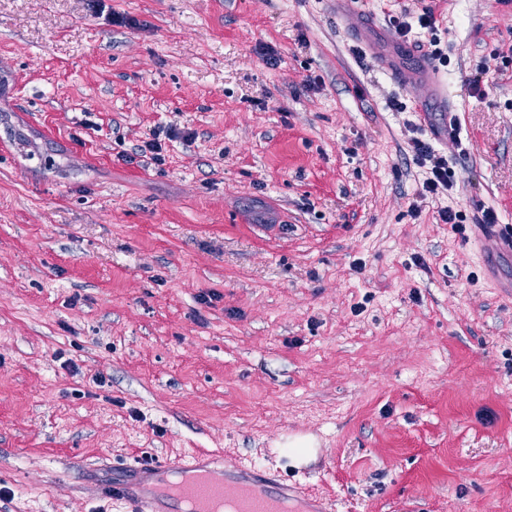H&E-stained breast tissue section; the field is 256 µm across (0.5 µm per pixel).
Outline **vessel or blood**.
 <instances>
[{
	"mask_svg": "<svg viewBox=\"0 0 512 512\" xmlns=\"http://www.w3.org/2000/svg\"><path fill=\"white\" fill-rule=\"evenodd\" d=\"M439 72L432 57H421L418 76L432 86L437 104L444 110L448 89ZM120 469L124 477L112 484V499L129 505L132 512H185L189 501L198 512H208L211 504L226 494L236 499L238 512H285L292 500L311 503L313 512H326L324 504L302 485L288 484L249 462H225L220 455L155 457L146 464H121Z\"/></svg>",
	"mask_w": 512,
	"mask_h": 512,
	"instance_id": "b4317fda",
	"label": "vessel or blood"
}]
</instances>
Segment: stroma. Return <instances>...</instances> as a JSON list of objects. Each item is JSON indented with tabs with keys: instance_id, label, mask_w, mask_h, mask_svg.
I'll list each match as a JSON object with an SVG mask.
<instances>
[{
	"instance_id": "stroma-1",
	"label": "stroma",
	"mask_w": 512,
	"mask_h": 512,
	"mask_svg": "<svg viewBox=\"0 0 512 512\" xmlns=\"http://www.w3.org/2000/svg\"><path fill=\"white\" fill-rule=\"evenodd\" d=\"M426 6L456 143L378 64ZM450 206L512 225V0H0V512H128L108 462L192 453L512 512V251ZM412 149L417 161L428 166L430 176L422 183L420 197L428 194H436L440 190H447L448 184V160L437 153L431 142L414 137L411 139ZM440 220L445 224H452L454 228L460 232L466 231V224H495L497 227V237L501 242L510 241L512 242V225L504 224L506 226L507 236L502 235L503 224H496L498 217L496 212L491 209H480L477 213L472 215L467 214L462 210H454L448 207V210H442L439 212Z\"/></svg>"
}]
</instances>
